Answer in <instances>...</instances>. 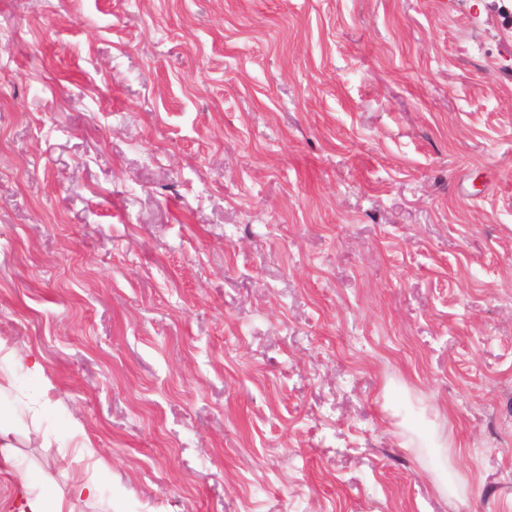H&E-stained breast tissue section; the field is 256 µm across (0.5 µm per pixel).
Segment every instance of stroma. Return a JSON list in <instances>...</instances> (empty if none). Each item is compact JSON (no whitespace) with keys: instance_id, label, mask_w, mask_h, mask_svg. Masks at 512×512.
Listing matches in <instances>:
<instances>
[{"instance_id":"obj_1","label":"stroma","mask_w":512,"mask_h":512,"mask_svg":"<svg viewBox=\"0 0 512 512\" xmlns=\"http://www.w3.org/2000/svg\"><path fill=\"white\" fill-rule=\"evenodd\" d=\"M0 131V512H512V0H0ZM28 512H72L66 499L45 489L41 495L27 502Z\"/></svg>"}]
</instances>
